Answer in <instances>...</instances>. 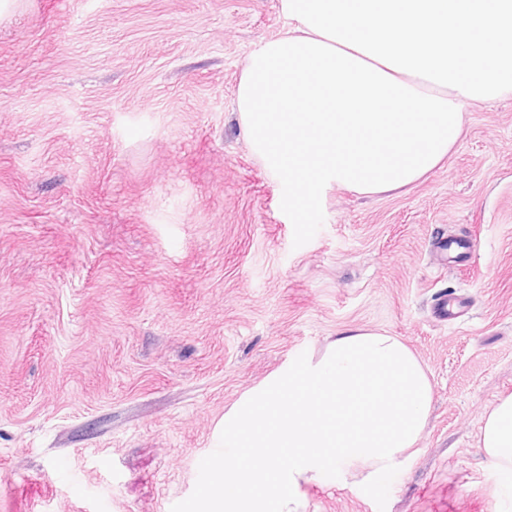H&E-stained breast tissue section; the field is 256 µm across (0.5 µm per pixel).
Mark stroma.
<instances>
[{
	"instance_id": "obj_1",
	"label": "stroma",
	"mask_w": 512,
	"mask_h": 512,
	"mask_svg": "<svg viewBox=\"0 0 512 512\" xmlns=\"http://www.w3.org/2000/svg\"><path fill=\"white\" fill-rule=\"evenodd\" d=\"M287 25L279 0L0 10V512H198L225 410L355 327L416 354L432 409L385 497L331 474L303 512H512L478 447L512 393V94L418 182L326 187L297 248L234 110Z\"/></svg>"
}]
</instances>
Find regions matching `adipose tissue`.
Here are the masks:
<instances>
[{
	"mask_svg": "<svg viewBox=\"0 0 512 512\" xmlns=\"http://www.w3.org/2000/svg\"><path fill=\"white\" fill-rule=\"evenodd\" d=\"M433 399L398 337L356 328L289 359L224 414V485L208 512H300L299 489L327 474L386 489L412 457ZM479 448L512 497V393L486 412Z\"/></svg>",
	"mask_w": 512,
	"mask_h": 512,
	"instance_id": "ef3b65f1",
	"label": "adipose tissue"
}]
</instances>
